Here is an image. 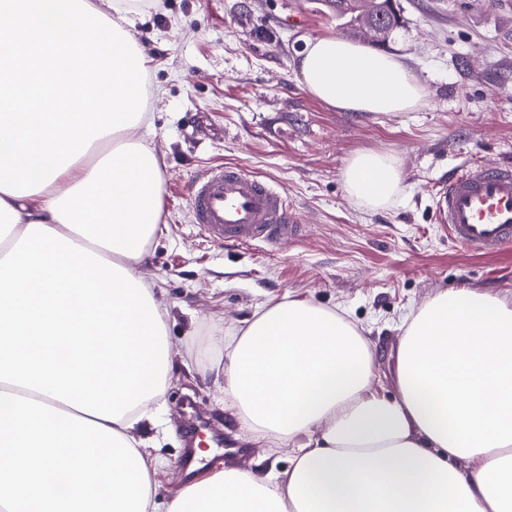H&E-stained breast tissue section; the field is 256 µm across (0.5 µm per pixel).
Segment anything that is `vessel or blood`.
Listing matches in <instances>:
<instances>
[{"label": "vessel or blood", "instance_id": "1", "mask_svg": "<svg viewBox=\"0 0 512 512\" xmlns=\"http://www.w3.org/2000/svg\"><path fill=\"white\" fill-rule=\"evenodd\" d=\"M188 194L193 224L215 243L279 244L301 232L286 197L240 165L206 166ZM436 219L449 240L467 251L495 254L512 245V165L455 168L438 194Z\"/></svg>", "mask_w": 512, "mask_h": 512}]
</instances>
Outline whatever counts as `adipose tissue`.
Listing matches in <instances>:
<instances>
[{
	"label": "adipose tissue",
	"mask_w": 512,
	"mask_h": 512,
	"mask_svg": "<svg viewBox=\"0 0 512 512\" xmlns=\"http://www.w3.org/2000/svg\"><path fill=\"white\" fill-rule=\"evenodd\" d=\"M122 0H0V512H512V301L470 288L411 309L397 395L372 385L363 330L271 297L224 340L225 404L287 468L232 466L160 500L138 435L173 369L168 311L140 274L161 230V170L127 132L146 60ZM342 112H412L402 56L329 34L296 54ZM345 182L369 207L400 189L362 150Z\"/></svg>",
	"instance_id": "1"
}]
</instances>
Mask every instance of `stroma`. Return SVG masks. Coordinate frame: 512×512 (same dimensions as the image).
Masks as SVG:
<instances>
[{"label":"stroma","mask_w":512,"mask_h":512,"mask_svg":"<svg viewBox=\"0 0 512 512\" xmlns=\"http://www.w3.org/2000/svg\"><path fill=\"white\" fill-rule=\"evenodd\" d=\"M147 59L148 119L131 131L162 163L164 228L140 267L169 312L175 376L139 435L166 466L168 498L182 486L188 415L224 428L243 469H280L291 447L253 441L224 408L211 361L224 336L267 296L291 294L344 309L370 337L374 385L395 394V357L410 309L438 292L472 288L512 298V247L493 255L452 244L435 218L436 192L458 165L512 164V0H394L402 26L386 51L424 85L412 112H341L315 99L294 66L305 38L346 34L324 0H129ZM394 155L400 190L380 208L347 192L358 151ZM245 164L285 194L303 226L270 247L205 240L188 183L207 163Z\"/></svg>","instance_id":"obj_1"}]
</instances>
